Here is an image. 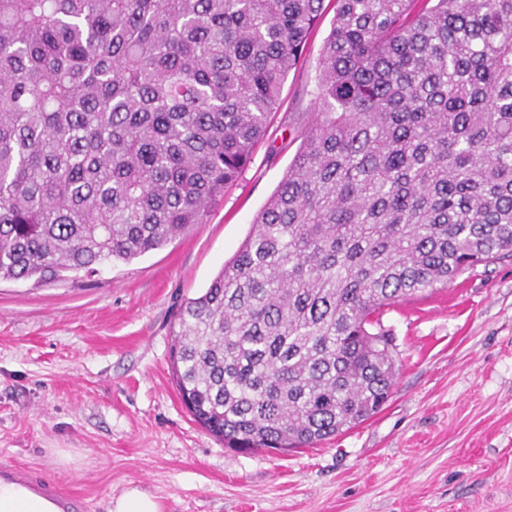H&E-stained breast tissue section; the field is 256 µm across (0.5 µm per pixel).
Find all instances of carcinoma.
I'll return each mask as SVG.
<instances>
[{
  "label": "carcinoma",
  "instance_id": "obj_1",
  "mask_svg": "<svg viewBox=\"0 0 512 512\" xmlns=\"http://www.w3.org/2000/svg\"><path fill=\"white\" fill-rule=\"evenodd\" d=\"M324 0H0V280L207 223ZM317 112L206 291L172 378L230 448L312 447L396 377L382 309L512 257V0H336Z\"/></svg>",
  "mask_w": 512,
  "mask_h": 512
}]
</instances>
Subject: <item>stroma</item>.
<instances>
[{"mask_svg":"<svg viewBox=\"0 0 512 512\" xmlns=\"http://www.w3.org/2000/svg\"><path fill=\"white\" fill-rule=\"evenodd\" d=\"M253 160L207 223L91 275L0 281V461L81 494L140 487L161 512H512V258L384 308L397 375L383 408L314 448H227L172 384L170 326L250 231L301 142L324 0Z\"/></svg>","mask_w":512,"mask_h":512,"instance_id":"stroma-1","label":"stroma"}]
</instances>
